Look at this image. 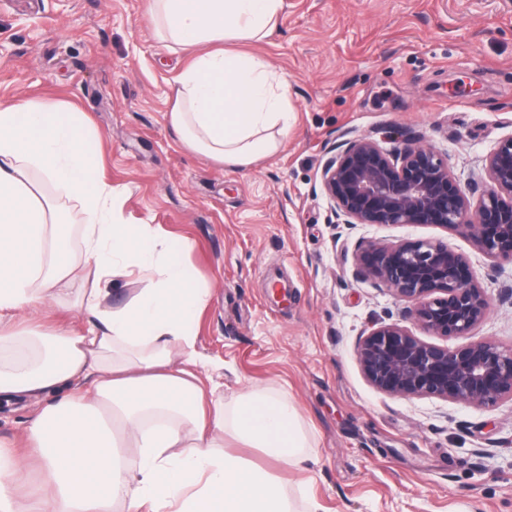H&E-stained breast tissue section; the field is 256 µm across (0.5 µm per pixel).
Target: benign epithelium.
Wrapping results in <instances>:
<instances>
[{"label":"benign epithelium","instance_id":"1","mask_svg":"<svg viewBox=\"0 0 512 512\" xmlns=\"http://www.w3.org/2000/svg\"><path fill=\"white\" fill-rule=\"evenodd\" d=\"M321 185L338 224L449 227L471 238L492 266L512 262V135L492 147L484 176L465 187L446 159L415 138L387 150L354 136L326 159ZM352 274L391 290L406 303L404 320L426 335L465 340L430 342L400 322L369 326L355 353L373 388L476 407L512 401V346L474 336L491 297L467 256L437 239L369 241L354 252Z\"/></svg>","mask_w":512,"mask_h":512}]
</instances>
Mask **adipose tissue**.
<instances>
[{
    "mask_svg": "<svg viewBox=\"0 0 512 512\" xmlns=\"http://www.w3.org/2000/svg\"><path fill=\"white\" fill-rule=\"evenodd\" d=\"M284 7L144 0L170 53L198 50L167 115L189 151L240 169L287 141V76L223 47L271 37ZM98 143L83 113L0 102V400L36 404L23 439L0 438V512H291L282 483L312 459L297 406L254 388L227 401L196 373L213 286L186 264L191 241L123 222L124 192L100 177ZM34 172L80 203L79 241L30 191ZM130 279L140 288L111 304V286ZM66 289L86 329L47 325ZM228 437L274 469L225 452Z\"/></svg>",
    "mask_w": 512,
    "mask_h": 512,
    "instance_id": "adipose-tissue-1",
    "label": "adipose tissue"
}]
</instances>
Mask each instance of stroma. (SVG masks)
Instances as JSON below:
<instances>
[{
    "mask_svg": "<svg viewBox=\"0 0 512 512\" xmlns=\"http://www.w3.org/2000/svg\"><path fill=\"white\" fill-rule=\"evenodd\" d=\"M143 0H0V101L84 112L103 180L128 224L189 239L215 292L199 323L203 370L225 398L287 392L320 465L290 471L297 512H512V401L489 408L377 391L355 355L363 329L398 322L389 289L352 275L369 241L440 239L493 298L477 335L512 344L493 270L474 242L432 224H334L321 170L343 139L418 137L460 181L512 135V0H285L279 27L233 50L288 76L287 145L231 170L186 150L167 114L191 55L156 40Z\"/></svg>",
    "mask_w": 512,
    "mask_h": 512,
    "instance_id": "1",
    "label": "stroma"
}]
</instances>
